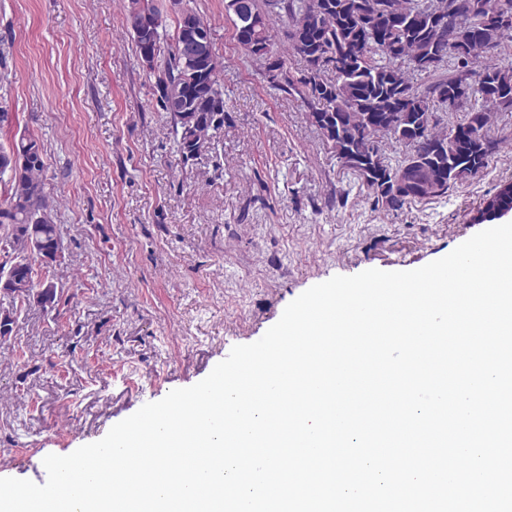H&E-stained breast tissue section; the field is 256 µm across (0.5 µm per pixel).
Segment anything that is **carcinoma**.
<instances>
[{"label":"carcinoma","mask_w":512,"mask_h":512,"mask_svg":"<svg viewBox=\"0 0 512 512\" xmlns=\"http://www.w3.org/2000/svg\"><path fill=\"white\" fill-rule=\"evenodd\" d=\"M428 0H225L237 43L256 44L279 71L274 88L301 100L306 119L336 158L353 170L374 203L392 210L416 200L443 196L487 168L499 140L490 133L491 114L512 109V64L490 53L512 41V0H452L454 12L433 17ZM125 25L142 63L155 77L156 106L169 115L180 161L199 163L213 134L224 127L222 62L213 40L193 55L181 51L190 20L204 18L190 6L178 13L174 43L164 47V17L155 0H126ZM286 22L291 51L307 64L295 77L275 56L268 31ZM339 66L325 77L328 63ZM448 68L425 88L414 77ZM468 99L465 119L443 125L435 107ZM411 146L386 156L383 143ZM44 146L21 135L0 144V167L10 176L0 207V241L20 255L7 280L0 279V338L11 335L14 309H54L61 297L36 279L30 257L55 252L62 243L41 174Z\"/></svg>","instance_id":"cac0c4a2"}]
</instances>
